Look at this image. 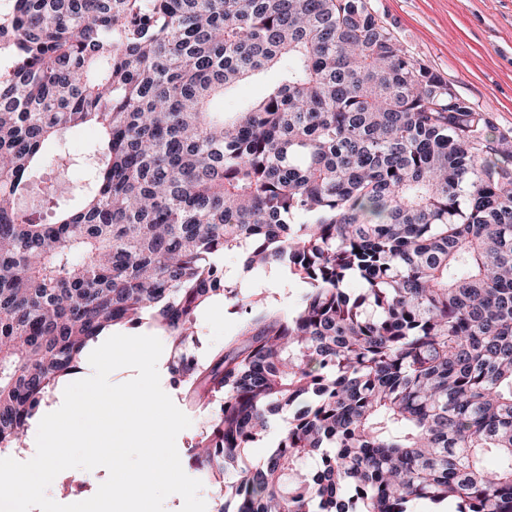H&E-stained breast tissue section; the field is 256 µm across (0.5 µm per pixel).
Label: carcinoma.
<instances>
[{"label": "carcinoma", "instance_id": "1", "mask_svg": "<svg viewBox=\"0 0 512 512\" xmlns=\"http://www.w3.org/2000/svg\"><path fill=\"white\" fill-rule=\"evenodd\" d=\"M10 2L0 450L91 341L148 316L186 400L218 407L189 445L201 481L286 421L218 512H512V130L412 57L371 0ZM274 65L262 101L206 110ZM84 125L101 131L92 151L55 159L81 182L23 208L47 143ZM226 253L308 291L192 362L199 310L254 308Z\"/></svg>", "mask_w": 512, "mask_h": 512}]
</instances>
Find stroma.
Returning <instances> with one entry per match:
<instances>
[{
	"mask_svg": "<svg viewBox=\"0 0 512 512\" xmlns=\"http://www.w3.org/2000/svg\"><path fill=\"white\" fill-rule=\"evenodd\" d=\"M402 45L418 61L448 78L473 105L492 113L499 130L512 129V0H372ZM280 79L271 68L215 97L209 109L232 115L264 97ZM224 271L238 282L243 294L258 295L263 305L286 312L299 304L305 287L289 280L284 270L268 268L243 272L235 254L225 255ZM246 318L231 302L220 300L198 314L194 351L199 359L237 336ZM163 390L192 421L176 445L186 474L195 465L189 443L206 426L209 411L191 407L171 376H164Z\"/></svg>",
	"mask_w": 512,
	"mask_h": 512,
	"instance_id": "stroma-1",
	"label": "stroma"
}]
</instances>
